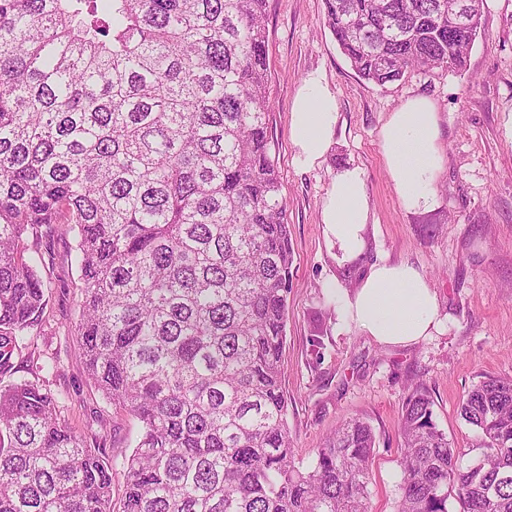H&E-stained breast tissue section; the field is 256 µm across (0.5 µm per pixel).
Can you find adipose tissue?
<instances>
[{"mask_svg": "<svg viewBox=\"0 0 512 512\" xmlns=\"http://www.w3.org/2000/svg\"><path fill=\"white\" fill-rule=\"evenodd\" d=\"M336 96L318 76L305 79L290 115V137L302 167L328 152L337 124ZM439 121L424 97L408 99L381 129L385 164L402 207L427 211L435 204L434 183L442 166ZM370 202L364 170L337 171L322 207L323 234L337 266L355 264L367 249ZM336 313L348 326L383 345L409 346L439 331L443 318L426 276L405 262L372 264L358 288L337 290Z\"/></svg>", "mask_w": 512, "mask_h": 512, "instance_id": "obj_1", "label": "adipose tissue"}]
</instances>
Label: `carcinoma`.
Returning a JSON list of instances; mask_svg holds the SVG:
<instances>
[{
  "mask_svg": "<svg viewBox=\"0 0 512 512\" xmlns=\"http://www.w3.org/2000/svg\"><path fill=\"white\" fill-rule=\"evenodd\" d=\"M450 0H324L340 50L378 85L462 70ZM270 0H0V377L31 361L42 233L75 236V332L91 382L141 424L107 460L65 396L0 386V512H369L372 425L348 418L298 461L282 386L290 230L268 135ZM32 243H27V240ZM460 417L473 461L421 385L402 407L396 512H512V378Z\"/></svg>",
  "mask_w": 512,
  "mask_h": 512,
  "instance_id": "carcinoma-1",
  "label": "carcinoma"
}]
</instances>
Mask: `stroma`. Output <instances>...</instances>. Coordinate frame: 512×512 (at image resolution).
I'll return each mask as SVG.
<instances>
[{"label": "stroma", "mask_w": 512, "mask_h": 512, "mask_svg": "<svg viewBox=\"0 0 512 512\" xmlns=\"http://www.w3.org/2000/svg\"><path fill=\"white\" fill-rule=\"evenodd\" d=\"M269 135L286 202L293 271L284 346L288 426L298 459L310 462L342 419L373 426L377 447L369 484L372 512H395L402 478L400 419L410 384L423 383L434 420L456 447L476 431L459 416L463 397L484 376L512 378V0H484L481 32L460 71H413L384 86L351 68L326 21L324 0H272L267 58ZM320 75L336 94L338 121L319 164L301 167L290 112L303 81ZM430 99L439 115L442 168L437 203L401 206L381 150L380 132L408 98ZM364 169L370 200L364 264L405 261L437 293L444 324L411 346L376 343L342 328L328 287L350 291L358 272L337 267L322 232L323 202L336 172ZM73 238L43 240L50 259L41 356L61 369L51 386L65 393L67 426L105 458L131 453L138 421L91 383L72 326L80 279L67 253Z\"/></svg>", "instance_id": "obj_1"}]
</instances>
